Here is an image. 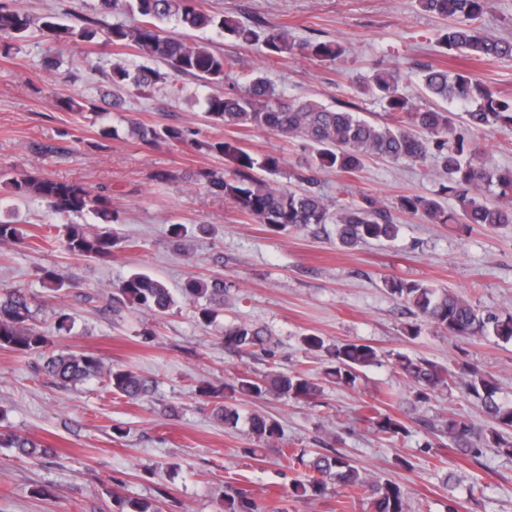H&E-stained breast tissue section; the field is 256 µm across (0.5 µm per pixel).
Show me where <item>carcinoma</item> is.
I'll use <instances>...</instances> for the list:
<instances>
[{
  "label": "carcinoma",
  "mask_w": 512,
  "mask_h": 512,
  "mask_svg": "<svg viewBox=\"0 0 512 512\" xmlns=\"http://www.w3.org/2000/svg\"><path fill=\"white\" fill-rule=\"evenodd\" d=\"M490 0H418L420 9L448 20L439 42L448 54L491 63L512 58V39L487 34L480 25ZM97 10L112 13L118 19L105 23L85 17L78 26L67 23L50 12L36 21L17 11L11 0H0V42L5 51L12 43L28 37L38 26L49 41L47 66L54 64L55 45L60 42L96 43L100 40L117 47H132L145 63L130 66L124 61L111 63L106 77L112 88L144 92L158 84L168 85L171 96L179 98L182 88L176 81L191 76L207 89L202 107L209 122L226 128H253L282 138H300L311 149L307 171L298 182L315 181L314 173L334 169L353 173L374 158L421 163L428 156L437 158L448 174L446 186L455 197L458 210L448 213L441 203L421 194L402 195L396 202L400 211L418 215L429 223L446 224L456 218L466 224L493 228L512 224V169L490 168L481 161L482 149L456 134L460 123L473 131L494 129L512 132V96L493 92L468 71L449 72L441 66L428 65L418 78L430 105L417 106L405 91V75L398 67L379 66L361 92L378 103L387 120L379 125L361 115L360 108L340 104L328 106L305 99L288 100L259 71L247 75L235 73L231 61L208 45L187 42L166 35L172 25L186 31L209 30L226 40L256 44L268 59L302 55L317 61H335L345 49L336 41L297 42L282 25H270L259 19L245 24L224 14H211L199 8V0H98ZM58 106L72 112L87 110L94 114L98 134L111 138L118 134L109 124L110 113L92 104H80L70 97L58 99ZM129 133L140 144L155 147L164 143L188 142L198 152L222 158L230 170L207 168L198 172L199 180L212 192L233 200L239 210L272 232L289 227L334 225L336 243L352 249L368 240L392 241L399 226L392 223L386 210L370 198L359 204L335 208V204L310 188L298 190L271 187L259 172L276 174L280 158L266 154L256 158L235 140L206 136L194 138L177 126H147L132 122ZM0 182L16 196L39 197L56 215L89 213L99 223L64 225L63 246L69 253L100 262L112 259L122 241L112 231L118 223L112 212V200L81 183L58 181L38 170L1 172ZM28 235L7 219H0V247H25ZM43 287L59 291L66 286L53 268L41 273ZM395 299L414 308L419 321L407 328V335L418 336L422 326L431 325L451 339L493 336L503 343L512 342V314L500 315L481 309L464 297L432 284L385 280ZM224 278L191 276L181 286L184 298L193 303L197 324L209 328L216 323L224 305ZM112 310L135 306L145 314L161 317L175 305L174 296L163 282L142 271L124 277L111 294ZM224 346L241 354L270 350L272 337L259 326L242 321L224 324L219 330ZM306 352L326 357L325 377L344 386H352L361 369L380 362L379 351L368 344L346 342L330 344L316 333L302 337ZM48 337L37 324L26 292L16 288L0 294V349L42 357L40 369L53 383L62 387L84 384L92 379L105 382L113 392L137 401L148 396L153 383L125 365H105L88 351L46 352ZM395 364L407 378L417 403L432 395L462 385L467 398L481 407L492 422L487 433L476 430L466 419L453 414L442 422L439 436L454 445L460 455L476 459L485 448L512 456V402L499 397L495 379L480 367L467 364L457 370L438 365L426 358L398 354ZM323 393L320 382L302 372L270 371L252 375L238 374L233 383L218 387L208 381L196 386L195 394L212 407L211 414L234 429L241 420L238 396L262 399L276 395L294 400H314ZM366 417L378 435L392 439L408 433L398 418L368 407ZM249 433L268 447H277L283 436L278 420L261 414L247 417ZM0 447L13 448L26 458H48L55 454L37 441L15 433L0 431ZM292 463L304 469L303 477L293 485V493L302 498L323 496L330 489L356 490L368 500L372 512H412L405 486L393 480H381L362 474L346 454H292ZM118 512H160L157 501L127 498L112 491ZM224 512H255V505L243 488L224 490Z\"/></svg>",
  "instance_id": "1"
}]
</instances>
